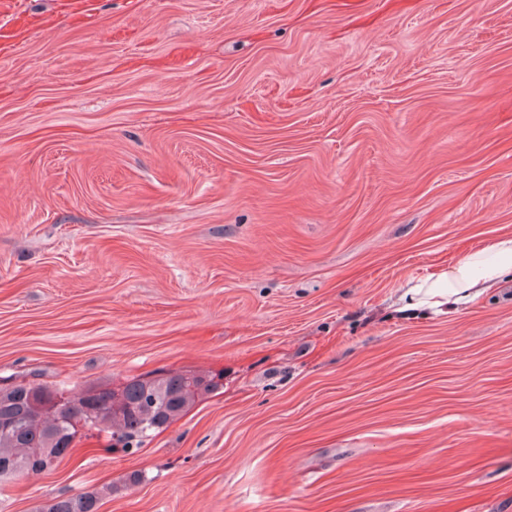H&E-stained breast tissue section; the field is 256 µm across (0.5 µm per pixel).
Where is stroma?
<instances>
[{"label":"stroma","mask_w":512,"mask_h":512,"mask_svg":"<svg viewBox=\"0 0 512 512\" xmlns=\"http://www.w3.org/2000/svg\"><path fill=\"white\" fill-rule=\"evenodd\" d=\"M504 233L512 0H0V387L221 377L0 512H512ZM512 279V234L470 249L447 267H435L407 283L397 312L418 311L444 318ZM112 488L106 487L101 490L86 492L75 496L56 500L46 507L44 512H98L101 498L111 494Z\"/></svg>","instance_id":"obj_1"}]
</instances>
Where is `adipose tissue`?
Returning a JSON list of instances; mask_svg holds the SVG:
<instances>
[{
    "mask_svg": "<svg viewBox=\"0 0 512 512\" xmlns=\"http://www.w3.org/2000/svg\"><path fill=\"white\" fill-rule=\"evenodd\" d=\"M512 278V234L470 249L448 266L426 271L407 283L398 301L401 310L444 318L485 296Z\"/></svg>",
    "mask_w": 512,
    "mask_h": 512,
    "instance_id": "adipose-tissue-1",
    "label": "adipose tissue"
}]
</instances>
